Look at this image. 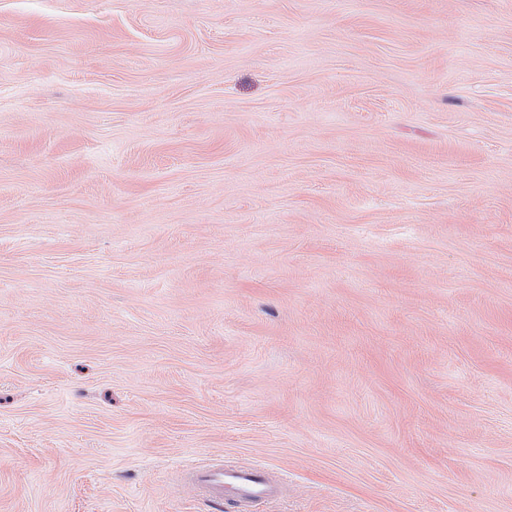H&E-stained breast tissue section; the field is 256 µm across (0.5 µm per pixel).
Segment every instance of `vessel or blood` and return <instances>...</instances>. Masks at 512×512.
I'll return each instance as SVG.
<instances>
[{"mask_svg": "<svg viewBox=\"0 0 512 512\" xmlns=\"http://www.w3.org/2000/svg\"><path fill=\"white\" fill-rule=\"evenodd\" d=\"M185 482L211 500L233 504L236 512H254L264 501L277 498L282 480L260 466L201 464L187 469Z\"/></svg>", "mask_w": 512, "mask_h": 512, "instance_id": "vessel-or-blood-1", "label": "vessel or blood"}]
</instances>
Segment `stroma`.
<instances>
[{
    "label": "stroma",
    "mask_w": 512,
    "mask_h": 512,
    "mask_svg": "<svg viewBox=\"0 0 512 512\" xmlns=\"http://www.w3.org/2000/svg\"><path fill=\"white\" fill-rule=\"evenodd\" d=\"M512 512V0H0V512ZM184 481L213 501L232 503L233 512H253L261 502L277 498L282 480L260 466L207 463L184 472Z\"/></svg>",
    "instance_id": "stroma-1"
}]
</instances>
